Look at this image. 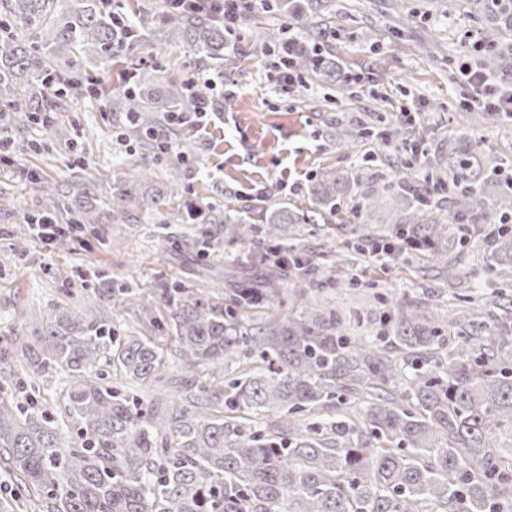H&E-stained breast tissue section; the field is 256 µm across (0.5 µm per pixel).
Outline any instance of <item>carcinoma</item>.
<instances>
[{"instance_id":"carcinoma-1","label":"carcinoma","mask_w":512,"mask_h":512,"mask_svg":"<svg viewBox=\"0 0 512 512\" xmlns=\"http://www.w3.org/2000/svg\"><path fill=\"white\" fill-rule=\"evenodd\" d=\"M333 0H271L314 30ZM482 23L486 50L479 67L495 77L509 58L512 0H464ZM123 0H0V113L45 129L55 125L57 100L106 95L109 111L124 115L118 139L160 148L163 123L189 116L203 103L218 107L204 73L235 67L224 54L232 31L224 18L158 0L148 41L181 40L195 50L196 77L173 92L161 88L155 66L135 51ZM268 42L298 72L332 77L317 44L275 28ZM130 59L131 85L106 91L112 60ZM126 69L116 80L125 82ZM474 126L448 139L436 161L454 188L445 215L435 212L426 186L402 163L391 181L361 170L326 169L312 180V209L283 206L260 224L210 206L171 203L166 194L139 203L162 224H196L187 246L213 247V232L250 246L246 256L266 287L189 291L165 284L152 302L137 289L103 281L98 303L52 308L40 320L17 317L23 331L16 365L0 370V467L24 495L0 499V512H512V311L484 300L470 311L433 315L391 305L376 319L375 337L336 330L342 316L314 301L280 319L251 326V308L273 303L294 267L290 295L318 286L319 258L288 238L284 224H312L340 211L341 196L358 193L352 221L357 237L381 246L398 239L442 263L453 288L465 278L463 258H448L446 242L463 240L493 218L512 219V156L485 146L474 127L501 120L477 111ZM140 169L111 188L108 211L96 198L44 186L25 224H104L133 199ZM409 217L376 231L365 227L387 196ZM484 268L491 284H512V232L490 237ZM121 296L143 309L144 332L119 335L101 310ZM169 313L174 351L193 366L221 374L184 387L183 406L161 416L149 395L170 384L157 306ZM455 333L445 344L442 327ZM61 375L57 412L38 404L25 381Z\"/></svg>"}]
</instances>
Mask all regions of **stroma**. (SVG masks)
I'll use <instances>...</instances> for the list:
<instances>
[{
	"instance_id": "stroma-1",
	"label": "stroma",
	"mask_w": 512,
	"mask_h": 512,
	"mask_svg": "<svg viewBox=\"0 0 512 512\" xmlns=\"http://www.w3.org/2000/svg\"><path fill=\"white\" fill-rule=\"evenodd\" d=\"M333 2L318 39L333 79L310 70L282 92L278 54L263 50L261 34L268 27L298 33L302 24L286 14L254 9L225 43V54L238 63L217 84L226 98L223 111L177 132L163 130L170 147L160 154L118 142L122 117L106 111L102 98L86 100L80 111L60 113L61 125L51 134L36 124L12 125L15 142H45L50 149L0 161V361L12 360L14 311L44 314L73 293L94 302V290L105 277L138 288L146 299L169 282L190 289L200 273L221 277L231 260L245 256L240 243L226 240L201 252L182 246L191 225L158 229L153 215L134 200L111 223L84 227L80 241L67 248L42 247L20 219L37 209L41 198L31 174L74 191L89 178L106 189L117 177L146 168L151 177L139 183L138 193L172 188L177 204H217L257 224L271 206H307L308 186L322 169H362L391 180L419 147L425 157L415 176L430 189L433 203L447 208L449 188L440 180L436 160L447 151L449 136L470 126L476 108L459 69L478 64L477 20L463 8H449L448 0ZM139 53L159 66L162 83L178 84L194 75L195 55L185 43L146 42ZM394 127L403 128L402 141L385 139ZM350 230L333 217L324 224L287 227L314 255L347 254L343 266L323 267L319 274L356 281L353 293L325 287L319 296L365 334H375L376 317L398 297L444 312L455 295L490 294L483 237L471 236L462 247L464 264L474 274L470 286L454 291L430 257L410 251L387 264L376 262L358 253Z\"/></svg>"
}]
</instances>
